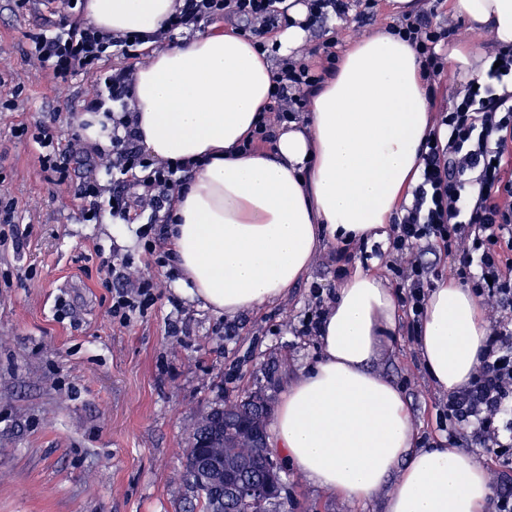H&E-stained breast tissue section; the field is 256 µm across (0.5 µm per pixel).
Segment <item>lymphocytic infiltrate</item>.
Segmentation results:
<instances>
[{"label": "lymphocytic infiltrate", "mask_w": 512, "mask_h": 512, "mask_svg": "<svg viewBox=\"0 0 512 512\" xmlns=\"http://www.w3.org/2000/svg\"><path fill=\"white\" fill-rule=\"evenodd\" d=\"M182 5L153 34L155 45L200 30L202 22L224 18L243 23L254 35L253 46L264 53V34L290 25L285 0H181ZM397 35L414 47L421 75L432 81L444 71L436 47L451 30H434L426 12L405 14ZM37 58L53 65L57 80L68 81L77 68L94 65L108 48L124 58H139V35L108 37L74 26L65 35L32 36ZM483 75L465 82L424 137L419 153L425 166L412 189L410 205L402 206L390 227L389 248L406 259L404 299L410 314L421 317L430 288L431 263L417 247L440 241L452 276L491 304L498 318L478 356L468 385L449 393L445 403L449 443L465 442L502 456L512 450V45L500 46ZM323 80L311 65L284 61L269 101L243 152L272 143L277 124L291 120L307 105L306 93ZM111 166L124 194L113 196L112 215L125 223L135 211L151 208L159 226L141 230L147 255L167 237L173 223L174 199L191 176L192 164L146 157L131 120H115L109 133ZM152 278L142 276L137 288L116 291L112 316L130 322L155 300Z\"/></svg>", "instance_id": "lymphocytic-infiltrate-1"}]
</instances>
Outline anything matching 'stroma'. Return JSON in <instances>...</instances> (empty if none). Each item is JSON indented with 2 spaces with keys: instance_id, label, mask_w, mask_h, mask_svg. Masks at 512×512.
I'll list each match as a JSON object with an SVG mask.
<instances>
[{
  "instance_id": "obj_1",
  "label": "stroma",
  "mask_w": 512,
  "mask_h": 512,
  "mask_svg": "<svg viewBox=\"0 0 512 512\" xmlns=\"http://www.w3.org/2000/svg\"><path fill=\"white\" fill-rule=\"evenodd\" d=\"M374 17L331 21L307 32L298 61L321 67L311 50L329 33L340 45L401 19L391 0H374ZM85 24L82 8L52 0H0V196L14 202L13 224H0V512H188L192 492L182 478L189 427L205 407L284 389L321 356L304 325L330 304L336 269L365 263L403 296L396 255L364 260L360 247L331 244L308 279L279 302L233 318L215 315L184 295L175 263L152 264L158 298L123 325L111 315L112 292L133 287L139 273L114 281L110 264L142 261L136 223L113 219L119 185L107 157L78 153L68 179L44 170L48 148L39 126L54 129L53 146L69 147L76 119L97 101L99 83L117 59L104 53L94 69L68 82L30 55V35H55L60 21ZM101 186L98 221L83 219V179ZM412 317L401 310L375 370L402 391L422 447L446 440L440 427L447 393L434 388L415 351ZM285 512H384L386 492L354 505L320 490L290 466L281 469Z\"/></svg>"
}]
</instances>
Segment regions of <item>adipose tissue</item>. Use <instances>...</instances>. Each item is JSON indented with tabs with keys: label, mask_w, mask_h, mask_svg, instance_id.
I'll list each match as a JSON object with an SVG mask.
<instances>
[{
	"label": "adipose tissue",
	"mask_w": 512,
	"mask_h": 512,
	"mask_svg": "<svg viewBox=\"0 0 512 512\" xmlns=\"http://www.w3.org/2000/svg\"><path fill=\"white\" fill-rule=\"evenodd\" d=\"M473 29L512 44V0H454ZM177 0H87L112 36L155 32ZM274 71L249 40L209 31L152 49L129 110L159 160L192 161L169 228L184 293L224 316L280 300L325 244L382 237L420 175L432 127L414 49L386 31L354 43L311 100L304 123L271 146L239 150L268 102ZM398 323L393 288L374 271L341 282L324 315L321 359L288 384L274 415L287 462L316 487L362 504L384 486L385 512H486V468L461 448H421L401 390L372 368ZM489 334L455 281L430 291L417 349L451 392L475 372Z\"/></svg>",
	"instance_id": "ef3b65f1"
}]
</instances>
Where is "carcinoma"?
<instances>
[{"label":"carcinoma","instance_id":"carcinoma-1","mask_svg":"<svg viewBox=\"0 0 512 512\" xmlns=\"http://www.w3.org/2000/svg\"><path fill=\"white\" fill-rule=\"evenodd\" d=\"M227 412L230 420L242 421L267 432V423L270 413V401L263 394L254 392L242 398L226 400L224 403L213 406L200 412L193 420L189 430V444L185 449L183 479L189 485L195 496L191 512H212L215 500L224 497V485L206 484L200 482L195 474L197 458L201 453L209 455L220 454L224 460L239 461L250 460L249 478L256 482L281 481L278 473L267 469L264 454L269 452L268 447L257 448L251 442H241L239 438L224 441L220 448H200L198 443L206 439L215 425L219 412Z\"/></svg>","mask_w":512,"mask_h":512}]
</instances>
